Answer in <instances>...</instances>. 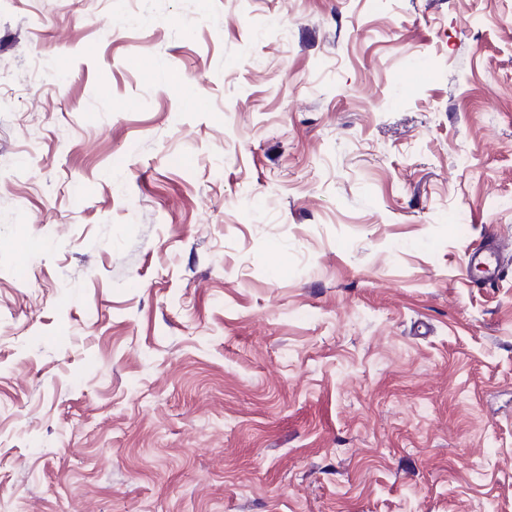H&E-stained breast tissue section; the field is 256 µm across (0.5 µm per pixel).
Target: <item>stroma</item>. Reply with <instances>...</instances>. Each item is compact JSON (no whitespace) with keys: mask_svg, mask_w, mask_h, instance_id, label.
<instances>
[{"mask_svg":"<svg viewBox=\"0 0 512 512\" xmlns=\"http://www.w3.org/2000/svg\"><path fill=\"white\" fill-rule=\"evenodd\" d=\"M0 512H512V0H0ZM499 244L492 240L489 244H481L470 255V263L480 269L486 276L495 277L498 271L497 256Z\"/></svg>","mask_w":512,"mask_h":512,"instance_id":"obj_1","label":"stroma"}]
</instances>
